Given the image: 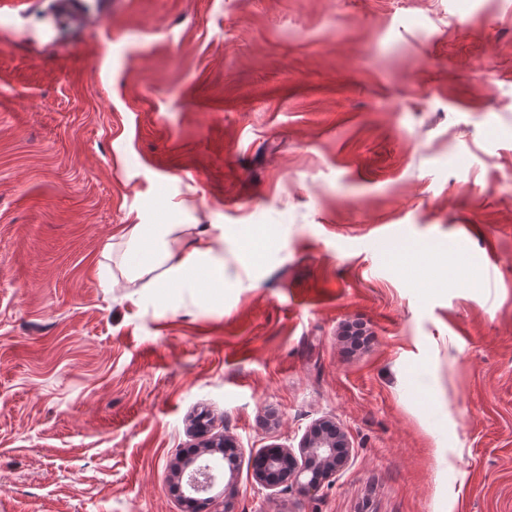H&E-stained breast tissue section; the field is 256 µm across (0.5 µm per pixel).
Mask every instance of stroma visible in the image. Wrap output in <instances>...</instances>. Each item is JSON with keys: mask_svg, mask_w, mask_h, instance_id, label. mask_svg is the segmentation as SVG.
<instances>
[{"mask_svg": "<svg viewBox=\"0 0 512 512\" xmlns=\"http://www.w3.org/2000/svg\"><path fill=\"white\" fill-rule=\"evenodd\" d=\"M127 224L205 226L230 285L131 304ZM204 410L210 512H512V0L0 8V512H187ZM321 419L335 478L259 486ZM205 420H208L205 423ZM213 421L211 417L206 414H197L192 418L191 430L192 433L199 438H205V448H231L233 444L224 438V435L212 432Z\"/></svg>", "mask_w": 512, "mask_h": 512, "instance_id": "1", "label": "stroma"}]
</instances>
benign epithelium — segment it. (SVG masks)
I'll use <instances>...</instances> for the list:
<instances>
[{
    "label": "benign epithelium",
    "mask_w": 512,
    "mask_h": 512,
    "mask_svg": "<svg viewBox=\"0 0 512 512\" xmlns=\"http://www.w3.org/2000/svg\"><path fill=\"white\" fill-rule=\"evenodd\" d=\"M213 421L206 414L192 418V433L204 439L207 448H231L223 435L212 432ZM350 445L343 429L334 421L315 423L302 436L298 451L271 447L259 451L252 460L255 481L268 490L292 483L303 493L318 491L331 481L347 463ZM216 475L209 465H198L188 474L185 485L189 493L197 494L213 487Z\"/></svg>",
    "instance_id": "1"
}]
</instances>
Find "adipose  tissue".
Returning a JSON list of instances; mask_svg holds the SVG:
<instances>
[{"mask_svg":"<svg viewBox=\"0 0 512 512\" xmlns=\"http://www.w3.org/2000/svg\"><path fill=\"white\" fill-rule=\"evenodd\" d=\"M128 251L142 255V262L121 261L127 280L152 276L162 288L193 285L210 297L223 294L229 279L217 254L215 238L192 224H127L123 227Z\"/></svg>","mask_w":512,"mask_h":512,"instance_id":"obj_1","label":"adipose tissue"}]
</instances>
